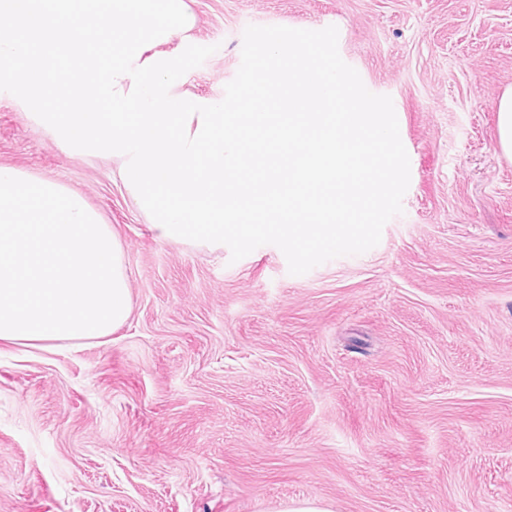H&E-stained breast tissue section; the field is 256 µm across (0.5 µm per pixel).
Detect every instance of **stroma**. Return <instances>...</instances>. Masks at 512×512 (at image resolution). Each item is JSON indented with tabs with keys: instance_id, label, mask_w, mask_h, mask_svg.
<instances>
[{
	"instance_id": "stroma-1",
	"label": "stroma",
	"mask_w": 512,
	"mask_h": 512,
	"mask_svg": "<svg viewBox=\"0 0 512 512\" xmlns=\"http://www.w3.org/2000/svg\"><path fill=\"white\" fill-rule=\"evenodd\" d=\"M220 97L250 25L336 26L410 159L380 243L305 275L279 248L157 237L111 160L0 92V165L78 194L123 246L125 325L0 341V512H512V0H185ZM498 144L502 153L512 158V91L503 93L497 113Z\"/></svg>"
}]
</instances>
